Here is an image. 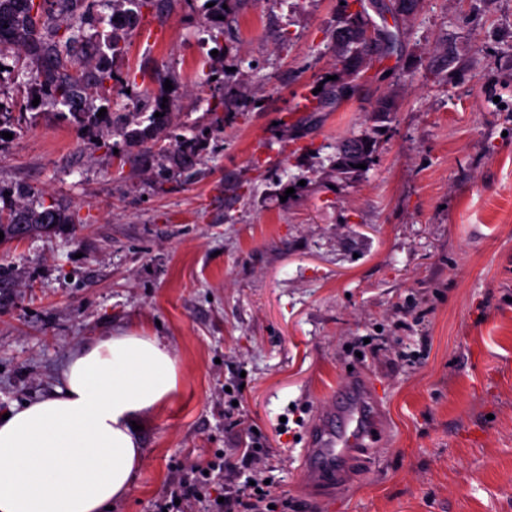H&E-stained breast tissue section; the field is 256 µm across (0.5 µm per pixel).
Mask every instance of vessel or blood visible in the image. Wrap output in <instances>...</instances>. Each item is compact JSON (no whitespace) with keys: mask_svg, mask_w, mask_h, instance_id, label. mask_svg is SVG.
<instances>
[{"mask_svg":"<svg viewBox=\"0 0 512 512\" xmlns=\"http://www.w3.org/2000/svg\"><path fill=\"white\" fill-rule=\"evenodd\" d=\"M377 404L351 382L333 395L308 432L302 455L305 483L317 491L345 487L359 460L376 443Z\"/></svg>","mask_w":512,"mask_h":512,"instance_id":"obj_1","label":"vessel or blood"}]
</instances>
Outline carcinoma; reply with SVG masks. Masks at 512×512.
Returning a JSON list of instances; mask_svg holds the SVG:
<instances>
[{
    "mask_svg": "<svg viewBox=\"0 0 512 512\" xmlns=\"http://www.w3.org/2000/svg\"><path fill=\"white\" fill-rule=\"evenodd\" d=\"M101 0H0V60L13 49L25 54L24 72L29 79L22 85L25 108L35 109L34 98L40 104L50 103L64 107L60 115L83 128H90L102 121L97 116L105 108L111 116L112 91L122 81L112 72V59L126 51V35L143 16V9L153 0H112V14L96 17L95 7ZM108 20L111 31L87 35L83 27L92 26L96 20ZM369 26L365 9L345 14L341 26L331 33V42L337 53L336 96H347L352 91L348 76L360 71L361 62L375 54L389 51L395 34L387 27L380 28V37L372 42L362 38ZM176 83L170 73H159L153 79L155 88L146 90L147 107L137 112L141 120L123 122L119 131L126 146H144L168 138L174 142L171 160L180 169L192 166L198 154L205 131L203 126L191 139H180L172 125L173 100L165 90L166 81ZM212 78L206 79L210 92L221 91L220 104L228 112H249L258 107V101L243 95H230L225 86L212 87ZM168 102H163V98ZM101 106H96V102ZM161 116H155V113ZM375 141L368 134L342 140L336 147L332 168L336 176L350 178L363 172L361 164L373 162ZM9 195H4V192ZM10 198L16 203L0 207V232L4 243L21 241L34 236L55 232L71 222L67 210L56 202L28 204L31 190L23 185L3 188L0 199Z\"/></svg>",
    "mask_w": 512,
    "mask_h": 512,
    "instance_id": "cac0c4a2",
    "label": "carcinoma"
}]
</instances>
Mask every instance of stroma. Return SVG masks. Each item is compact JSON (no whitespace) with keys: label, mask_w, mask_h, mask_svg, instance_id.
I'll return each mask as SVG.
<instances>
[{"label":"stroma","mask_w":512,"mask_h":512,"mask_svg":"<svg viewBox=\"0 0 512 512\" xmlns=\"http://www.w3.org/2000/svg\"><path fill=\"white\" fill-rule=\"evenodd\" d=\"M203 4L147 11L163 38L132 31L112 63L129 81L118 116L176 74L179 134L211 128L193 177L155 183L157 149L116 159L112 127L48 105L0 137V185L73 217L0 246V413L57 394L85 345L135 331L167 343L178 393L140 418L143 463L112 512H153L180 464L220 448L234 467L256 439L284 512H512V0H419L389 22L391 0H364L396 44L310 112L294 101L336 73L342 0H247L223 18L217 61ZM212 70L261 107L214 119ZM369 132L372 165L337 178L339 141ZM351 379L377 396L382 436L322 498L303 482V439Z\"/></svg>","instance_id":"stroma-1"}]
</instances>
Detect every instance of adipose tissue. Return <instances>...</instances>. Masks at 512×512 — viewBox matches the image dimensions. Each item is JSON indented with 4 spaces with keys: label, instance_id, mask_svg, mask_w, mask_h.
I'll return each instance as SVG.
<instances>
[{
    "label": "adipose tissue",
    "instance_id": "ef3b65f1",
    "mask_svg": "<svg viewBox=\"0 0 512 512\" xmlns=\"http://www.w3.org/2000/svg\"><path fill=\"white\" fill-rule=\"evenodd\" d=\"M64 390L0 419V512H104L131 490L142 460L133 421L178 390L158 337L112 335L73 355Z\"/></svg>",
    "mask_w": 512,
    "mask_h": 512
}]
</instances>
